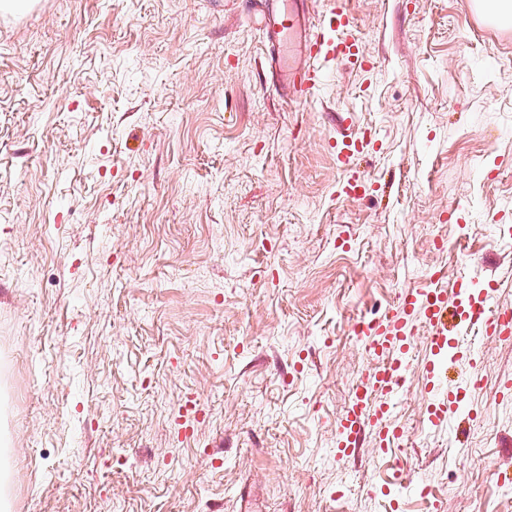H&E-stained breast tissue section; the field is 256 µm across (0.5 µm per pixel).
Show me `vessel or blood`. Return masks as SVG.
Segmentation results:
<instances>
[{
    "mask_svg": "<svg viewBox=\"0 0 512 512\" xmlns=\"http://www.w3.org/2000/svg\"><path fill=\"white\" fill-rule=\"evenodd\" d=\"M261 2L262 21L269 36L268 52L288 88L311 93L322 84L324 65L329 61L353 70L366 69L358 43L350 34L354 19L344 0H334L317 31L306 27L305 0ZM372 148L370 140L355 136L336 144L338 159L345 165ZM443 280L442 271L430 272L423 286L404 289L389 313L363 321L360 333L374 365L367 380L354 390L349 407L338 421V455L354 456L361 434L369 426L377 427L380 446L390 447L404 438L405 429L391 420L390 412L392 400L410 371L416 324H423L430 331V357L425 372L437 387L448 384V367L440 357L453 347L447 328L449 304H456L468 327L477 334L512 336V306L490 309L476 304L470 293V279H459L448 289L443 288Z\"/></svg>",
    "mask_w": 512,
    "mask_h": 512,
    "instance_id": "obj_1",
    "label": "vessel or blood"
}]
</instances>
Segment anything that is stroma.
<instances>
[{
    "mask_svg": "<svg viewBox=\"0 0 512 512\" xmlns=\"http://www.w3.org/2000/svg\"><path fill=\"white\" fill-rule=\"evenodd\" d=\"M254 0L0 10V512H503L512 341L477 416L336 453L353 332L429 270L512 306V24L476 0H346L372 67L275 87ZM371 131L338 192L340 134Z\"/></svg>",
    "mask_w": 512,
    "mask_h": 512,
    "instance_id": "35a3bbf8",
    "label": "stroma"
}]
</instances>
